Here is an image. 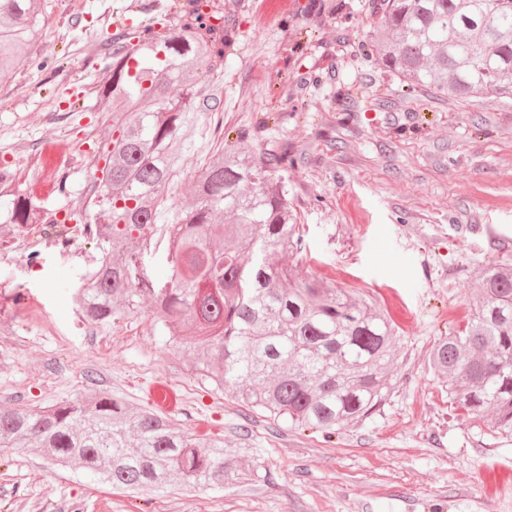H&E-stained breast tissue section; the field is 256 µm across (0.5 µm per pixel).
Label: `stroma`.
Listing matches in <instances>:
<instances>
[{
	"label": "stroma",
	"mask_w": 512,
	"mask_h": 512,
	"mask_svg": "<svg viewBox=\"0 0 512 512\" xmlns=\"http://www.w3.org/2000/svg\"><path fill=\"white\" fill-rule=\"evenodd\" d=\"M183 0H45L38 55L0 88V131L23 166L65 143L72 192H84L94 152L89 89L116 30L102 16L140 21ZM377 0H224L235 32L224 55V143L256 155L279 149L300 221V248L275 262L374 299L397 326L387 389L371 417L331 439L288 427L198 377L194 356L169 342L156 309L104 326L75 300L100 256L43 247L31 232L0 247V405L32 412L97 390L152 409V389L177 398L164 414L196 437L220 438L251 474L214 492L172 484L142 498L32 449L0 448V512H512V436L484 414L456 410L427 363L440 337L465 324L486 266L512 267V104L406 94L378 56H365ZM351 98L350 110L338 107ZM289 113L286 124L276 113Z\"/></svg>",
	"instance_id": "stroma-1"
}]
</instances>
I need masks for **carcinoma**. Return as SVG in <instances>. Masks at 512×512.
<instances>
[{
	"instance_id": "carcinoma-1",
	"label": "carcinoma",
	"mask_w": 512,
	"mask_h": 512,
	"mask_svg": "<svg viewBox=\"0 0 512 512\" xmlns=\"http://www.w3.org/2000/svg\"><path fill=\"white\" fill-rule=\"evenodd\" d=\"M206 5L186 0L174 19L161 16L158 31L121 30L101 57L111 79L89 95L112 122L92 129L107 151L87 190L97 222L86 230L102 251L81 276L79 305L107 324L151 300L170 336L188 325L201 333L202 379L329 439L383 401L395 328L375 302L273 260L298 244L288 183L275 177L288 154L256 159L216 139L230 38L224 12ZM42 9L41 0H0V85L23 59L46 67L32 52ZM378 11L371 47L408 92L512 103V0H380ZM195 149L209 160L174 212L169 191L183 153ZM41 169L38 160L22 171L0 168V199L9 204L1 243L46 223L43 201L21 189ZM163 243L170 274L161 284L143 254ZM474 287L472 316L439 339L428 363L461 409L490 413L492 427L512 435V269L486 267ZM0 447L34 448L136 495L176 482L222 490L244 476L224 442H201L154 410L96 391L38 413L0 405Z\"/></svg>"
}]
</instances>
